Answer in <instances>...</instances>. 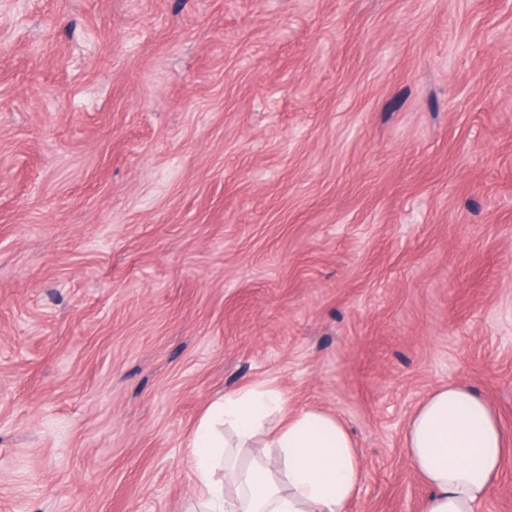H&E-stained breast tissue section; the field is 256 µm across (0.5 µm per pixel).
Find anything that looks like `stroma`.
Masks as SVG:
<instances>
[{"mask_svg":"<svg viewBox=\"0 0 512 512\" xmlns=\"http://www.w3.org/2000/svg\"><path fill=\"white\" fill-rule=\"evenodd\" d=\"M450 382L512 432V0H0V512H186L249 384L422 512Z\"/></svg>","mask_w":512,"mask_h":512,"instance_id":"35a3bbf8","label":"stroma"}]
</instances>
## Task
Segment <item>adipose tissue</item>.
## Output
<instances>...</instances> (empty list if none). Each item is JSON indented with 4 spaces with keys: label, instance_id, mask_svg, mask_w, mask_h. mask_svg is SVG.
Here are the masks:
<instances>
[{
    "label": "adipose tissue",
    "instance_id": "1",
    "mask_svg": "<svg viewBox=\"0 0 512 512\" xmlns=\"http://www.w3.org/2000/svg\"><path fill=\"white\" fill-rule=\"evenodd\" d=\"M279 415L275 430L264 427ZM198 512H347L363 478L350 432L334 416L289 410L281 392L249 386L215 401L194 431ZM429 493L423 512H476L512 457V436L475 390L430 392L404 433Z\"/></svg>",
    "mask_w": 512,
    "mask_h": 512
}]
</instances>
